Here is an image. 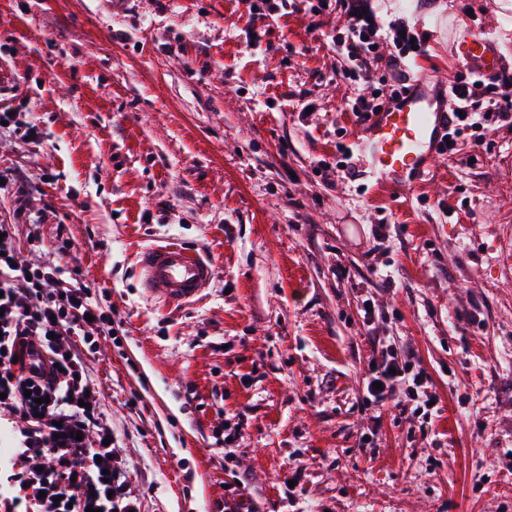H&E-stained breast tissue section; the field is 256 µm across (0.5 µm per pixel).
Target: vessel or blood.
<instances>
[{"label":"vessel or blood","mask_w":512,"mask_h":512,"mask_svg":"<svg viewBox=\"0 0 512 512\" xmlns=\"http://www.w3.org/2000/svg\"><path fill=\"white\" fill-rule=\"evenodd\" d=\"M461 61L488 74L499 67L494 41L464 35L456 43ZM446 81L420 75L393 105L372 114L356 141L368 163V174L379 184L409 192L438 159L449 119ZM138 266L143 286L172 303L198 296L215 274L214 264L195 249L173 242L143 249Z\"/></svg>","instance_id":"1"}]
</instances>
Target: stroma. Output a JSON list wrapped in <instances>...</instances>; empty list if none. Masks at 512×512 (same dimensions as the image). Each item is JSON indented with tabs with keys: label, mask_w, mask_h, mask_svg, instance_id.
<instances>
[{
	"label": "stroma",
	"mask_w": 512,
	"mask_h": 512,
	"mask_svg": "<svg viewBox=\"0 0 512 512\" xmlns=\"http://www.w3.org/2000/svg\"><path fill=\"white\" fill-rule=\"evenodd\" d=\"M448 78L497 0H361ZM348 18L241 0H0V191L20 261L78 273L115 336L85 356L141 512H512V123L437 160L409 205L336 166L360 127L331 38ZM37 125L32 139L24 126ZM68 252H60L61 242ZM216 267L195 300L143 288L146 247ZM376 310L365 323L363 304ZM430 376L431 419L361 401L375 337ZM242 422L232 452L225 421ZM237 478V477H236ZM237 481H240V485H237ZM228 493L224 495V511L225 512H259L256 507L251 506V510H243L245 502L248 499L247 486L246 484L237 478L236 482L227 489Z\"/></svg>",
	"instance_id": "1"
}]
</instances>
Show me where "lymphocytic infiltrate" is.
I'll return each instance as SVG.
<instances>
[{
  "instance_id": "1",
  "label": "lymphocytic infiltrate",
  "mask_w": 512,
  "mask_h": 512,
  "mask_svg": "<svg viewBox=\"0 0 512 512\" xmlns=\"http://www.w3.org/2000/svg\"><path fill=\"white\" fill-rule=\"evenodd\" d=\"M340 2L349 10V23L332 42L346 62L344 78L363 87L352 108L363 123L379 110L387 82L376 70L384 58L381 38L374 24L350 10L351 0ZM511 85L508 71L488 84L471 71L450 79L456 112L443 155L455 158L466 143L481 149L478 130L512 118V105L498 97L499 88ZM14 231V225L0 224V426L10 436L8 450L0 453V512H136L77 343L106 320L83 281L75 278L63 287L61 267L19 263ZM376 345L364 404L382 406L399 398L411 414L431 416L436 394L424 369L394 341Z\"/></svg>"
}]
</instances>
